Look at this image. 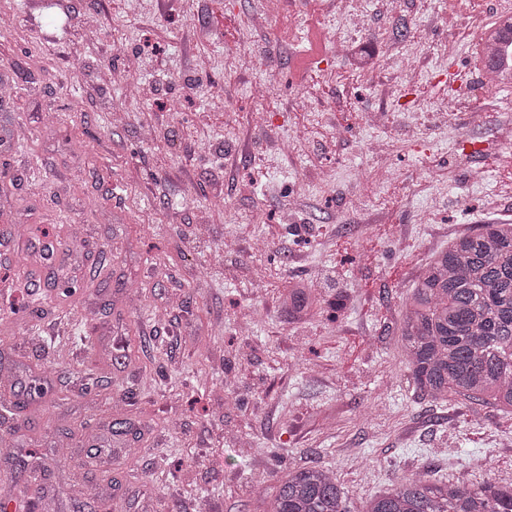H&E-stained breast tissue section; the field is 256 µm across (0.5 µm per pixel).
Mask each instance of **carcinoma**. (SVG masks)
<instances>
[{"mask_svg":"<svg viewBox=\"0 0 512 512\" xmlns=\"http://www.w3.org/2000/svg\"><path fill=\"white\" fill-rule=\"evenodd\" d=\"M491 29L494 35L480 39L475 54L494 70L498 44L512 42V18ZM282 299L288 317L303 320L327 307L343 310L347 295L330 303L297 281ZM398 343L419 397L435 404L463 398L512 414V222L482 224L428 258L403 301ZM347 498L333 471L294 467L262 512H347ZM364 512H512V485L401 476L369 499Z\"/></svg>","mask_w":512,"mask_h":512,"instance_id":"obj_1","label":"carcinoma"}]
</instances>
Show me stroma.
Here are the masks:
<instances>
[{"instance_id":"35a3bbf8","label":"stroma","mask_w":512,"mask_h":512,"mask_svg":"<svg viewBox=\"0 0 512 512\" xmlns=\"http://www.w3.org/2000/svg\"><path fill=\"white\" fill-rule=\"evenodd\" d=\"M498 3L0 0V503L32 475L28 512H262L291 466L349 512L419 471L512 483V415L429 406L395 358L431 254L512 222V85L473 71L452 111L441 65ZM298 278L350 308L290 320Z\"/></svg>"}]
</instances>
